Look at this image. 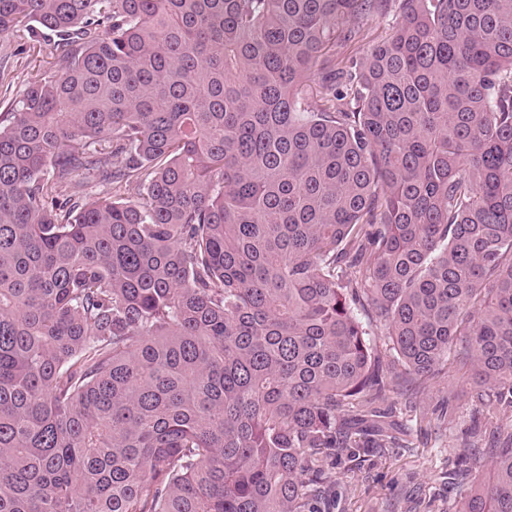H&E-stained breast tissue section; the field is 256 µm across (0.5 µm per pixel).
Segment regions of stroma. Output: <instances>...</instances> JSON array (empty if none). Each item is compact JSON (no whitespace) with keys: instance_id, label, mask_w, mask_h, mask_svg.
Wrapping results in <instances>:
<instances>
[{"instance_id":"1","label":"stroma","mask_w":512,"mask_h":512,"mask_svg":"<svg viewBox=\"0 0 512 512\" xmlns=\"http://www.w3.org/2000/svg\"><path fill=\"white\" fill-rule=\"evenodd\" d=\"M0 63L16 75L9 97L0 98L3 112L31 78L48 69L49 58L17 53L0 39ZM384 406L400 428V443L337 462L334 512H454L466 487L449 480V471L464 463L473 477L486 478L491 446L512 434V415L486 416L473 397L470 361L454 354L422 383L387 391ZM473 433L477 446L468 461H460L462 439Z\"/></svg>"}]
</instances>
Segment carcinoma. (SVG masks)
<instances>
[{"label": "carcinoma", "instance_id": "1", "mask_svg": "<svg viewBox=\"0 0 512 512\" xmlns=\"http://www.w3.org/2000/svg\"><path fill=\"white\" fill-rule=\"evenodd\" d=\"M2 36L53 63L0 113V512H328L462 334L512 410V0H0ZM491 452L457 512H512ZM392 23V16L367 18L364 21V39L345 45L340 50L341 55L346 58L362 57L372 44L382 40L390 33Z\"/></svg>", "mask_w": 512, "mask_h": 512}]
</instances>
